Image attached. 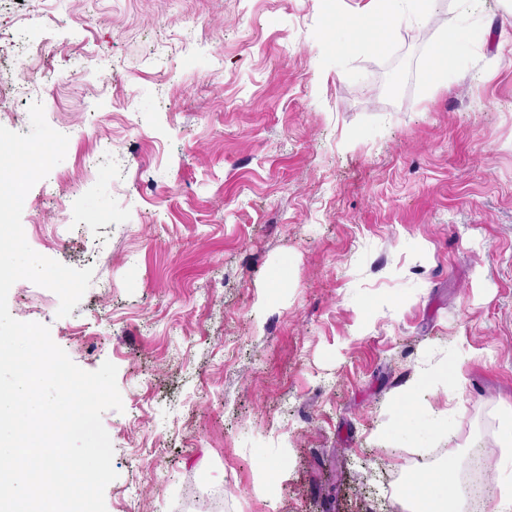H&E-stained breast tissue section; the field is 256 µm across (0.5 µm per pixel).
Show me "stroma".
<instances>
[{"mask_svg":"<svg viewBox=\"0 0 512 512\" xmlns=\"http://www.w3.org/2000/svg\"><path fill=\"white\" fill-rule=\"evenodd\" d=\"M432 0H0V126L67 131L29 246L93 267L71 315L117 368L106 512H399V476L512 475V0L428 71ZM455 377L452 387L439 376ZM417 404L403 415L404 397ZM487 32L478 27L462 22L454 23L448 30L444 49L433 58V75L438 84L447 85L462 68L459 48L484 41ZM448 45V50H447Z\"/></svg>","mask_w":512,"mask_h":512,"instance_id":"obj_1","label":"stroma"}]
</instances>
